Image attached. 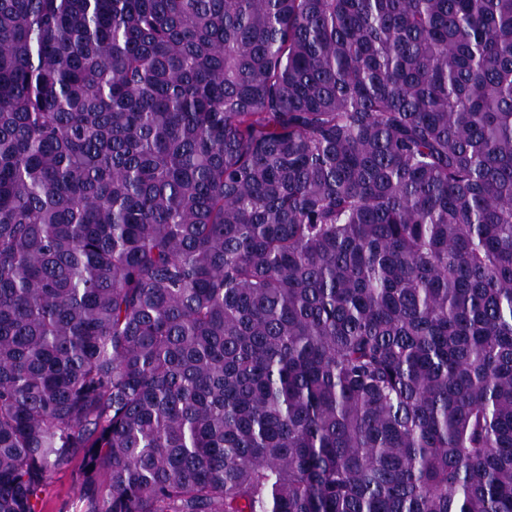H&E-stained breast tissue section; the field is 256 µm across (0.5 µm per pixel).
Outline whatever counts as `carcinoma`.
I'll return each instance as SVG.
<instances>
[{"label": "carcinoma", "instance_id": "obj_1", "mask_svg": "<svg viewBox=\"0 0 512 512\" xmlns=\"http://www.w3.org/2000/svg\"><path fill=\"white\" fill-rule=\"evenodd\" d=\"M512 512V0H0V512ZM44 512H74L72 505L77 501L75 481L71 471L60 472L51 477L45 491Z\"/></svg>", "mask_w": 512, "mask_h": 512}]
</instances>
